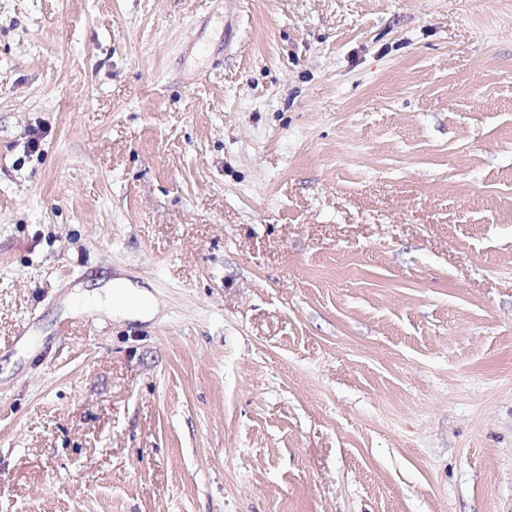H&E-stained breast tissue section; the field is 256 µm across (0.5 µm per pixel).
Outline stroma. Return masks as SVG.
<instances>
[{"label":"stroma","mask_w":512,"mask_h":512,"mask_svg":"<svg viewBox=\"0 0 512 512\" xmlns=\"http://www.w3.org/2000/svg\"><path fill=\"white\" fill-rule=\"evenodd\" d=\"M225 2L0 0V512H512V0ZM112 288L108 301L115 305L125 316L138 317L147 315L153 308L152 298L144 291L123 280L111 282Z\"/></svg>","instance_id":"35a3bbf8"}]
</instances>
